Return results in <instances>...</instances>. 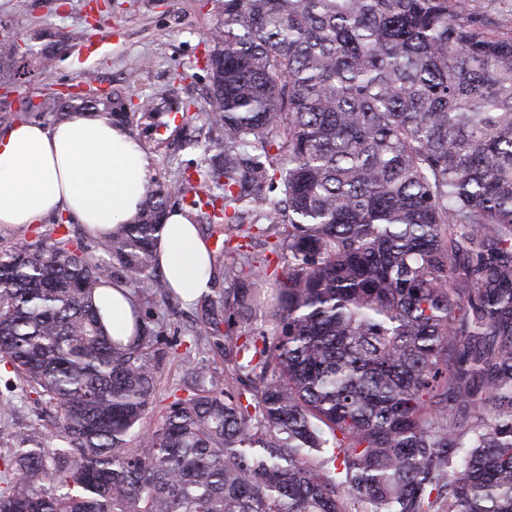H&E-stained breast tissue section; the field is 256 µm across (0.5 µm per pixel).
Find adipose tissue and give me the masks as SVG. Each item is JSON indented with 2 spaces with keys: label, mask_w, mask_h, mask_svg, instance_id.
Instances as JSON below:
<instances>
[{
  "label": "adipose tissue",
  "mask_w": 512,
  "mask_h": 512,
  "mask_svg": "<svg viewBox=\"0 0 512 512\" xmlns=\"http://www.w3.org/2000/svg\"><path fill=\"white\" fill-rule=\"evenodd\" d=\"M149 170L138 144L106 118L20 121L0 136V224L30 228L62 213L107 231L136 216ZM156 249L158 268L181 299L209 293L210 247L187 211H168ZM96 304L113 335H135L138 305L122 281L102 286Z\"/></svg>",
  "instance_id": "1"
}]
</instances>
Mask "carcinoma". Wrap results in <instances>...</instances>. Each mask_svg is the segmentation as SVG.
<instances>
[{"instance_id": "cac0c4a2", "label": "carcinoma", "mask_w": 512, "mask_h": 512, "mask_svg": "<svg viewBox=\"0 0 512 512\" xmlns=\"http://www.w3.org/2000/svg\"><path fill=\"white\" fill-rule=\"evenodd\" d=\"M216 2L220 152L148 182L92 249L64 218L20 247L0 227V364L45 405L44 432L0 450V512H512V33L492 0ZM82 37L0 42V86ZM190 106L168 111L188 125ZM74 113L158 116L92 92L1 104L0 125ZM173 200L221 238L230 316L277 285L274 334L222 332L202 296L189 333L232 371L186 352L194 387L155 426L149 341L112 336L94 295L122 274L172 298L155 246ZM271 236L279 271L248 252ZM222 349L224 347L217 348L203 340L200 345L199 354H197V360L204 363L212 373L224 376V369H227V363L225 362L224 350L222 351Z\"/></svg>"}]
</instances>
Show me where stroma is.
I'll return each mask as SVG.
<instances>
[{"mask_svg":"<svg viewBox=\"0 0 512 512\" xmlns=\"http://www.w3.org/2000/svg\"><path fill=\"white\" fill-rule=\"evenodd\" d=\"M99 6L94 13L88 0H0V30L22 38L41 28L88 34L99 28L112 31L94 53H87L80 42L60 49L48 74L32 72L28 95L39 102L45 83H54L59 91L88 83L123 90L136 100L152 99L161 110L168 99L203 102L208 76L197 68L196 59L204 52V37L220 19L215 0H99ZM138 67L145 70L141 83L128 86V73ZM159 120V128L144 123L136 130L137 142L151 163L152 179L169 183L183 169L209 161L212 153L205 131L182 128L180 119L163 110ZM165 312L170 319L152 349L163 385L176 387L183 379L181 356L190 344L185 329L193 324L198 307L176 298L167 304L143 300L145 329H153L157 315ZM5 399L14 403V428L12 434L0 435V448L29 434L40 413L33 400L23 397L12 370L0 366V401Z\"/></svg>","mask_w":512,"mask_h":512,"instance_id":"stroma-1","label":"stroma"}]
</instances>
